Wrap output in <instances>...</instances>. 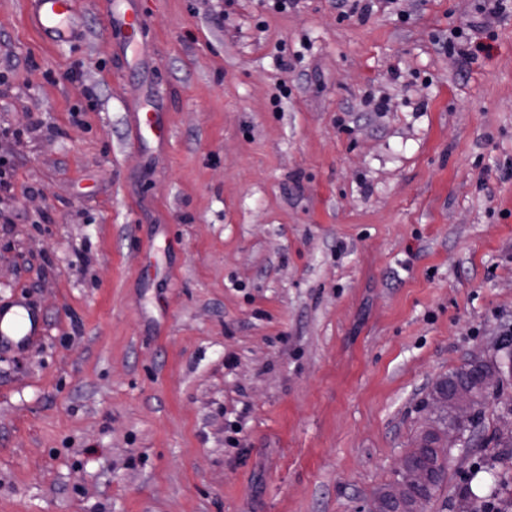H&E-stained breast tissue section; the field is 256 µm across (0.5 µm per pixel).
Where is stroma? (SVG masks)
<instances>
[{
  "label": "stroma",
  "instance_id": "stroma-1",
  "mask_svg": "<svg viewBox=\"0 0 512 512\" xmlns=\"http://www.w3.org/2000/svg\"><path fill=\"white\" fill-rule=\"evenodd\" d=\"M368 2L140 0L129 40L77 0L49 45L0 0V308L40 330L0 349V512H359L435 383L501 359L512 10L467 59L473 0ZM511 403L429 512L512 491ZM133 123L137 138H152L157 140L158 143L164 140L165 129L154 112H136Z\"/></svg>",
  "mask_w": 512,
  "mask_h": 512
}]
</instances>
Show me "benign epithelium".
<instances>
[{"instance_id":"benign-epithelium-1","label":"benign epithelium","mask_w":512,"mask_h":512,"mask_svg":"<svg viewBox=\"0 0 512 512\" xmlns=\"http://www.w3.org/2000/svg\"><path fill=\"white\" fill-rule=\"evenodd\" d=\"M506 371L512 373V361L503 365L476 357L465 373L447 383L437 384L429 403L431 412L441 422L429 442L436 455H442L444 449L467 447L470 434L466 433V426L487 403L489 393L500 384ZM430 479L426 465L400 471V478L389 490L375 496L365 512H427L428 501L417 496L416 490L428 484Z\"/></svg>"}]
</instances>
